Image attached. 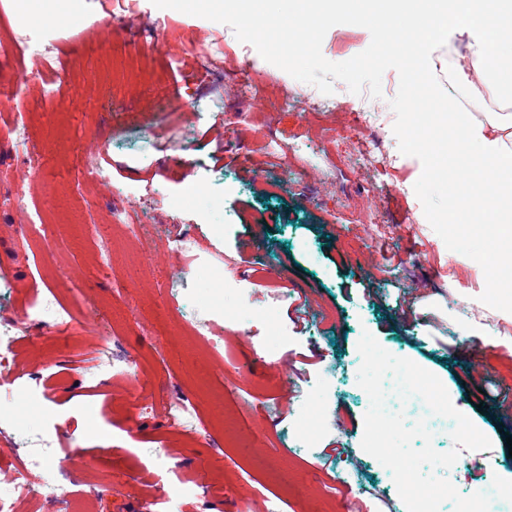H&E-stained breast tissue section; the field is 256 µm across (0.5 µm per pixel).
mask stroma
Masks as SVG:
<instances>
[{
  "instance_id": "1",
  "label": "stroma",
  "mask_w": 512,
  "mask_h": 512,
  "mask_svg": "<svg viewBox=\"0 0 512 512\" xmlns=\"http://www.w3.org/2000/svg\"><path fill=\"white\" fill-rule=\"evenodd\" d=\"M36 2L62 25L22 22L14 0H0V93L16 94L40 153L35 167L0 154V277L9 283L0 323L27 326L28 300L45 287L81 320L38 327L16 346L11 368L24 392L0 388V494L27 432L58 424L89 512H264L277 494L284 512H345L344 484L371 490L365 512H406L390 472L361 448L370 400L357 384L356 345L366 330L436 374L489 437L490 449L462 459L512 477V313L480 302L481 266L449 250L424 215L414 192L422 164L393 134L396 70L384 73L381 97L339 80L326 95L243 51L223 24L151 0H86L70 20L63 0ZM370 42L366 28L337 25L322 53L343 62ZM48 61L66 67L60 94L47 96L36 78L14 85L17 65ZM231 70L258 92L227 89ZM319 123L377 133L384 152L353 160L348 141L315 134ZM102 139L108 151L87 164ZM276 146L292 156L289 180ZM20 187L23 203L13 197ZM129 202L148 215L136 244L108 217ZM368 207L384 216L386 236L348 223ZM185 235L195 249L181 261L173 248ZM104 239L108 269L97 262ZM41 244L57 259L48 272L33 264ZM277 291L285 302L268 311ZM206 311L215 349L195 331ZM111 357L133 360L138 380L103 371ZM168 396L194 398L211 435L170 422L160 406ZM313 410L319 422L304 447ZM329 446L342 449L340 462L322 459ZM180 478L191 490L176 495Z\"/></svg>"
}]
</instances>
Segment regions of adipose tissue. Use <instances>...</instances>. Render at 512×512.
<instances>
[{
  "instance_id": "adipose-tissue-1",
  "label": "adipose tissue",
  "mask_w": 512,
  "mask_h": 512,
  "mask_svg": "<svg viewBox=\"0 0 512 512\" xmlns=\"http://www.w3.org/2000/svg\"><path fill=\"white\" fill-rule=\"evenodd\" d=\"M451 138L466 151L461 178L476 182L492 202L481 212L483 222L512 242V115L492 112L481 123H455Z\"/></svg>"
}]
</instances>
